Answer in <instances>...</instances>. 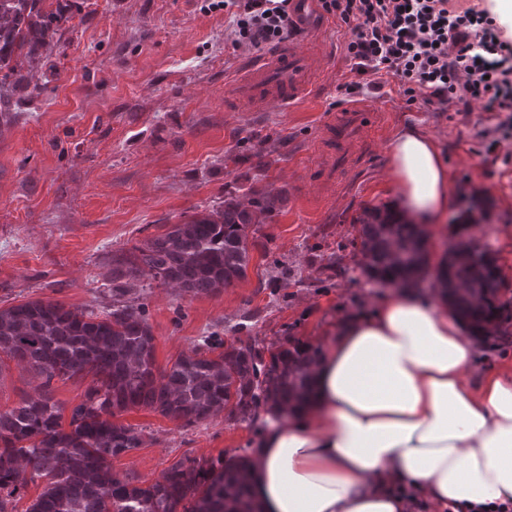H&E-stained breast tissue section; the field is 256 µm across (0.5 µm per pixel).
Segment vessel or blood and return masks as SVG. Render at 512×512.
I'll list each match as a JSON object with an SVG mask.
<instances>
[{"instance_id":"obj_1","label":"vessel or blood","mask_w":512,"mask_h":512,"mask_svg":"<svg viewBox=\"0 0 512 512\" xmlns=\"http://www.w3.org/2000/svg\"><path fill=\"white\" fill-rule=\"evenodd\" d=\"M317 2L290 0L288 5L300 31L313 37L332 25L331 19L319 11ZM320 72L318 53L301 49L292 42L281 43L252 58L227 81L226 88L236 101L255 112L273 101L287 107L309 93ZM349 120L346 113L327 117L317 138L318 155L327 153L332 140L347 142Z\"/></svg>"}]
</instances>
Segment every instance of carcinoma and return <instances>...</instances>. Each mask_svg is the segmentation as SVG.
Here are the masks:
<instances>
[{"instance_id":"carcinoma-1","label":"carcinoma","mask_w":512,"mask_h":512,"mask_svg":"<svg viewBox=\"0 0 512 512\" xmlns=\"http://www.w3.org/2000/svg\"><path fill=\"white\" fill-rule=\"evenodd\" d=\"M71 3L46 11L43 0H0V121L14 118L20 100L32 102L39 86L14 78L51 56L59 23ZM278 195L254 193L248 204L234 197L116 260L112 310L98 315L57 301L32 300L0 308V363L7 358L34 370L42 385L0 408V512H16L28 482L45 486L26 512H261L248 456L217 461L184 457L152 483L115 480L109 461L140 447L142 433L113 421L136 407L149 408L186 426L220 410L252 423L260 412L278 419L306 402L311 369L320 349L292 335L265 350L254 342L229 346L209 340L155 368L154 336L143 305L131 304L128 283L147 277L180 295L220 292L246 277L252 226L280 208ZM359 251L370 277L384 284L417 285L424 269L419 227L390 206L367 207L354 220ZM474 221L462 215L454 237L463 248L448 254L432 286L446 294L486 346L512 336V298L504 297L500 268L488 245L469 235ZM223 351L212 357L216 348ZM90 375L86 398L71 410L68 427L53 401L54 379Z\"/></svg>"}]
</instances>
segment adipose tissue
Returning a JSON list of instances; mask_svg holds the SVG:
<instances>
[{"instance_id": "adipose-tissue-1", "label": "adipose tissue", "mask_w": 512, "mask_h": 512, "mask_svg": "<svg viewBox=\"0 0 512 512\" xmlns=\"http://www.w3.org/2000/svg\"><path fill=\"white\" fill-rule=\"evenodd\" d=\"M397 208L430 231L448 207L444 161L407 130L389 149ZM478 339L446 296L396 287L325 337L308 402L269 421L253 459L264 512H438L512 502V372L469 369Z\"/></svg>"}]
</instances>
